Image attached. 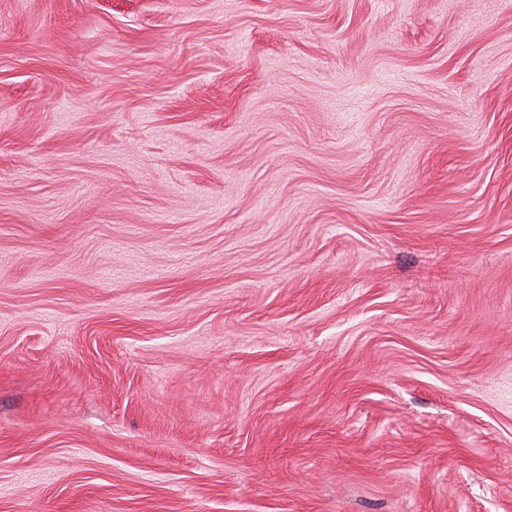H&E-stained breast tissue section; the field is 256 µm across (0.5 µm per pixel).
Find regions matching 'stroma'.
<instances>
[{
	"label": "stroma",
	"mask_w": 512,
	"mask_h": 512,
	"mask_svg": "<svg viewBox=\"0 0 512 512\" xmlns=\"http://www.w3.org/2000/svg\"><path fill=\"white\" fill-rule=\"evenodd\" d=\"M0 512H512V0H0Z\"/></svg>",
	"instance_id": "obj_1"
}]
</instances>
